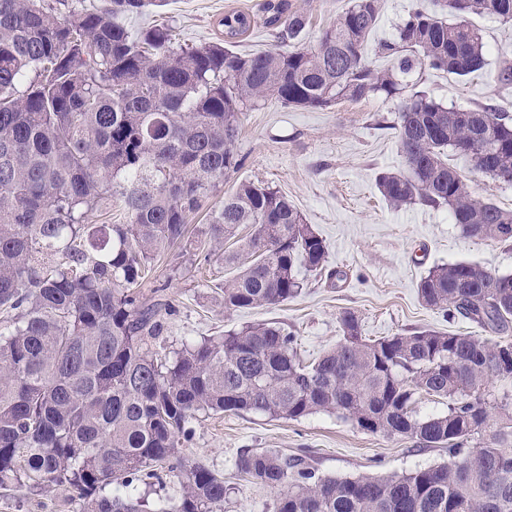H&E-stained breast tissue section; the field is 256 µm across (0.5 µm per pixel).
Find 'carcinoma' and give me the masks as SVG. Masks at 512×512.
I'll return each instance as SVG.
<instances>
[{"mask_svg":"<svg viewBox=\"0 0 512 512\" xmlns=\"http://www.w3.org/2000/svg\"><path fill=\"white\" fill-rule=\"evenodd\" d=\"M364 46L380 0H352L316 46L240 54L246 12L224 15V39L191 49L173 26L128 28L148 0H108L59 18L45 0H0V487L65 486L81 512H223L224 476L187 459L201 414L298 420L336 413L360 430L448 450V463L399 476H322L303 455L247 450L238 470L277 492L274 512H512V390L489 389L512 331V275L472 262L432 268L423 303L462 316L499 341L431 329L362 338L351 311L343 341L309 365L294 336L253 322L222 336L153 350L162 312L139 287L152 262L182 244L188 218L239 167V115L274 97L322 108L392 98L428 67L460 77L485 66L470 15L512 20V0H439ZM307 16L265 0L263 24L295 41ZM406 171L376 186L394 206H447L468 237L512 240V210L475 198L448 151L512 185V116L448 108L425 94L404 100L393 125ZM118 201L124 224H91ZM204 258L233 276L224 308L294 299L298 270L317 272L325 241L268 183L242 181L209 213ZM448 401L420 418L414 395ZM175 479L169 508L144 486Z\"/></svg>","mask_w":512,"mask_h":512,"instance_id":"cac0c4a2","label":"carcinoma"}]
</instances>
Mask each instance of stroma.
I'll list each match as a JSON object with an SVG mask.
<instances>
[{
    "instance_id": "1",
    "label": "stroma",
    "mask_w": 512,
    "mask_h": 512,
    "mask_svg": "<svg viewBox=\"0 0 512 512\" xmlns=\"http://www.w3.org/2000/svg\"><path fill=\"white\" fill-rule=\"evenodd\" d=\"M308 17L299 37L301 47L316 45L349 0H290ZM263 0H171L163 10L127 17L129 27L172 24L179 45L195 47L221 38L219 20L243 11L259 15ZM432 0H381L378 24L365 45L378 68L387 59L376 56L379 41L393 38L409 14L428 10ZM486 48L479 73L459 77L422 69L415 85L451 108L494 104L512 113V86H501L497 73L512 64V21L473 15ZM399 98L339 101L313 109L266 99L240 117L235 152L241 161L204 202L205 209L223 205L225 195L244 179L279 189L325 240L328 261L322 274L304 277L301 294L290 301L253 309L228 310L220 286L226 273L221 262L204 260L187 241L162 255L144 296L161 290L173 310L164 317L158 343L176 350L182 341L219 336L250 322L267 321L292 332L298 353L314 360L342 339L339 317L354 312L362 334L370 339L433 329L483 337V329L461 317L450 318L425 306L418 284L438 265L470 261L500 274H512V241L464 236L447 207L420 203L391 207L379 193L376 176L398 171L404 157L394 126ZM448 164L468 183L473 195L512 210V185L474 170L467 158L449 154ZM270 449L307 456L324 475L342 478L373 474L399 475L415 468L447 462L442 448H422L413 440L388 439L354 428L338 415L316 413L293 421L262 415L224 413L200 416L183 450L190 460L223 474L229 492L223 512H273L276 494L241 479L237 461L243 450ZM0 512H80L75 494L62 486L46 489H0Z\"/></svg>"
}]
</instances>
